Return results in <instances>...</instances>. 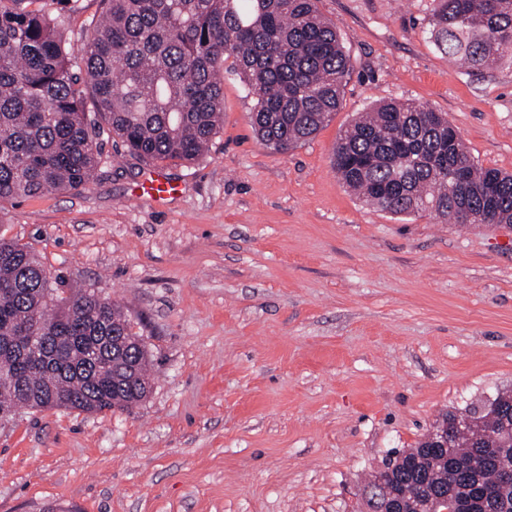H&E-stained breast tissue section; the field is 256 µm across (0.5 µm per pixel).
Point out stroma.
I'll return each mask as SVG.
<instances>
[{
    "mask_svg": "<svg viewBox=\"0 0 512 512\" xmlns=\"http://www.w3.org/2000/svg\"><path fill=\"white\" fill-rule=\"evenodd\" d=\"M50 14L81 44L101 0ZM353 72L343 106L280 153L224 75L208 152L152 164L111 132L88 185L0 201V234L122 306L151 353L132 412L21 408L0 421V512H356L368 474L443 412L512 388V226L394 216L331 166L385 100L443 113L480 165L512 173V65L438 53L433 0H317ZM142 194H147L158 204L167 202L181 192L180 183L170 180L161 172H150L141 183Z\"/></svg>",
    "mask_w": 512,
    "mask_h": 512,
    "instance_id": "stroma-1",
    "label": "stroma"
}]
</instances>
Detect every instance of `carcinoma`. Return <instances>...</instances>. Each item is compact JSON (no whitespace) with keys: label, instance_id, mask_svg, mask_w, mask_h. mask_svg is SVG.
<instances>
[{"label":"carcinoma","instance_id":"obj_1","mask_svg":"<svg viewBox=\"0 0 512 512\" xmlns=\"http://www.w3.org/2000/svg\"><path fill=\"white\" fill-rule=\"evenodd\" d=\"M78 47L46 0H0V200L76 189L94 177L108 125L151 163H191L223 126L224 64L253 94L250 123L285 152L339 111L352 74L315 0H106ZM436 50L471 74L512 63V0H437ZM81 57L85 75L74 72ZM332 166L392 215L433 212L455 224H512V175L480 166L456 128L413 101L380 103L340 135ZM32 336L44 358L28 354ZM148 348L116 304L52 276L0 235V416L21 407L130 411L150 391ZM448 454L397 452L393 482L412 495L453 479L474 512H512V390L466 407ZM368 482L370 512L382 500Z\"/></svg>","mask_w":512,"mask_h":512}]
</instances>
